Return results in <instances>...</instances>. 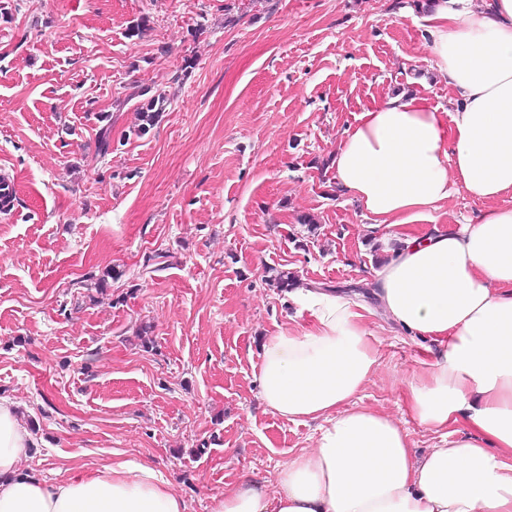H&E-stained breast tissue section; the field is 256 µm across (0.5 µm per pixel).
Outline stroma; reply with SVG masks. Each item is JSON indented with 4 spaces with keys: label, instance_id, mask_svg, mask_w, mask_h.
Listing matches in <instances>:
<instances>
[{
    "label": "stroma",
    "instance_id": "stroma-1",
    "mask_svg": "<svg viewBox=\"0 0 512 512\" xmlns=\"http://www.w3.org/2000/svg\"><path fill=\"white\" fill-rule=\"evenodd\" d=\"M0 18V398L40 443L22 470L57 479L122 459L189 504L275 482L317 438L267 409L265 337L299 287L369 308L377 375L358 403L408 415L425 340L388 322L375 273L398 247L342 193L332 159L389 95L451 109L424 13L406 0H17ZM165 110L145 133L151 98ZM112 148L98 152L102 115ZM484 203L460 192L413 232ZM164 268L144 275L150 256Z\"/></svg>",
    "mask_w": 512,
    "mask_h": 512
}]
</instances>
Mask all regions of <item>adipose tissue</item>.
Returning a JSON list of instances; mask_svg holds the SVG:
<instances>
[{
    "instance_id": "adipose-tissue-1",
    "label": "adipose tissue",
    "mask_w": 512,
    "mask_h": 512,
    "mask_svg": "<svg viewBox=\"0 0 512 512\" xmlns=\"http://www.w3.org/2000/svg\"><path fill=\"white\" fill-rule=\"evenodd\" d=\"M431 63L450 113L389 96L360 112L332 165L340 190L401 246L376 273L389 317L436 349L408 382L407 410L440 442L417 455L408 429L357 398L380 362L367 310L328 292L297 295L300 319L262 346L260 396L316 445L276 490L252 479L212 512H512V0H431ZM476 219L423 235L405 225L456 192ZM35 445L0 400V512H189L152 466H78L51 482L22 471Z\"/></svg>"
}]
</instances>
